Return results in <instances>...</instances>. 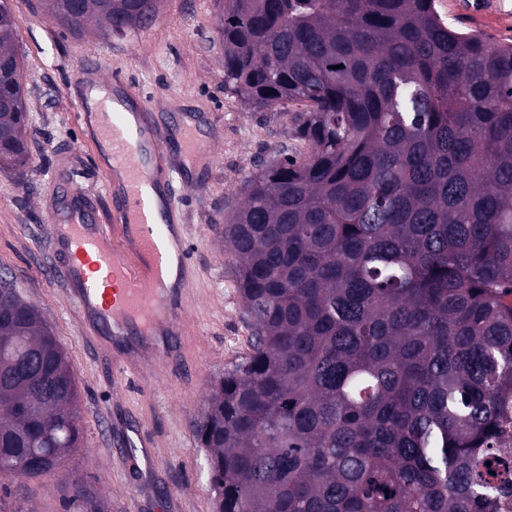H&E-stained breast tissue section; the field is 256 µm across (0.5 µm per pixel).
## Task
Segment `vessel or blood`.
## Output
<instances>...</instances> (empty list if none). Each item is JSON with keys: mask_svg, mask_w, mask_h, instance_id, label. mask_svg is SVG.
Listing matches in <instances>:
<instances>
[{"mask_svg": "<svg viewBox=\"0 0 512 512\" xmlns=\"http://www.w3.org/2000/svg\"><path fill=\"white\" fill-rule=\"evenodd\" d=\"M79 75L111 87L96 107V132L112 145L105 182L112 221L91 220L74 203L67 222L46 225L61 256L51 276L66 288L88 331L114 367L129 376L145 366L183 374L193 358L188 312L195 274L183 244L180 165L201 152L190 123H159L156 107L128 77L109 73L101 55L83 56ZM154 441L136 423L112 433V452L150 466Z\"/></svg>", "mask_w": 512, "mask_h": 512, "instance_id": "b4317fda", "label": "vessel or blood"}]
</instances>
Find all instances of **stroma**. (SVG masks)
Wrapping results in <instances>:
<instances>
[{"instance_id": "obj_1", "label": "stroma", "mask_w": 512, "mask_h": 512, "mask_svg": "<svg viewBox=\"0 0 512 512\" xmlns=\"http://www.w3.org/2000/svg\"><path fill=\"white\" fill-rule=\"evenodd\" d=\"M11 7L24 62L30 165L22 180L0 170V274L40 310L75 374L87 435L67 470L84 472L108 512H212L208 451L197 445L192 424L205 409L211 381L248 354L251 336L224 217L241 202L245 178L273 162L278 151L308 152V144L294 135L297 107L257 112L225 91L215 0H163L156 27L99 40L73 38L37 0H11ZM436 8L463 30L512 40V0H486L472 11L461 0H436ZM89 53L104 54L109 67L139 82L163 118L190 116L211 156L183 174L185 226L196 269L189 323L197 332L195 370L185 380L150 367L129 381L115 374L111 358L84 334L64 286L46 271L52 254L43 228L68 212L74 196H95L98 223H108L112 211L69 88L81 57ZM63 166L69 167L70 180H58ZM146 388L151 398H144ZM129 416L155 436L145 484L110 452L106 424Z\"/></svg>"}]
</instances>
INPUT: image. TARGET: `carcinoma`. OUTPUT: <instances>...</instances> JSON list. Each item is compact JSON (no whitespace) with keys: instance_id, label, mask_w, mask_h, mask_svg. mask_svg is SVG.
I'll return each mask as SVG.
<instances>
[{"instance_id":"carcinoma-1","label":"carcinoma","mask_w":512,"mask_h":512,"mask_svg":"<svg viewBox=\"0 0 512 512\" xmlns=\"http://www.w3.org/2000/svg\"><path fill=\"white\" fill-rule=\"evenodd\" d=\"M74 35L161 0H43ZM224 89L300 106L307 154L249 176L224 235L250 351L194 433L215 512H490L512 397V42L435 0H216ZM0 0V170L29 167L23 64ZM77 382L0 277V483L84 445ZM65 507L102 512L78 473Z\"/></svg>"}]
</instances>
